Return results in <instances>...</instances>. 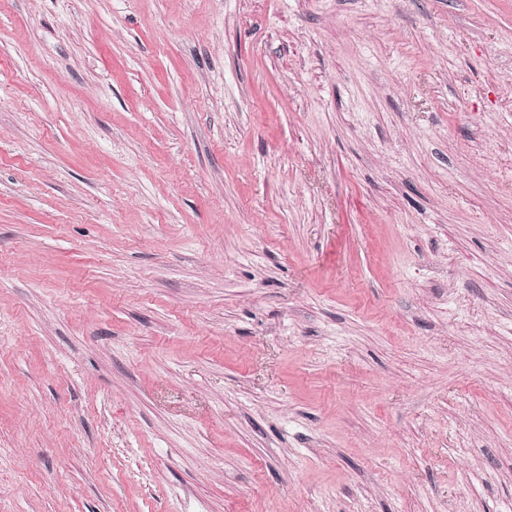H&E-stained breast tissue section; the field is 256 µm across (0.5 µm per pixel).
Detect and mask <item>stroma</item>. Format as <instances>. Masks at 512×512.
I'll return each mask as SVG.
<instances>
[{"label": "stroma", "mask_w": 512, "mask_h": 512, "mask_svg": "<svg viewBox=\"0 0 512 512\" xmlns=\"http://www.w3.org/2000/svg\"><path fill=\"white\" fill-rule=\"evenodd\" d=\"M0 512H512V0H0Z\"/></svg>", "instance_id": "stroma-1"}]
</instances>
